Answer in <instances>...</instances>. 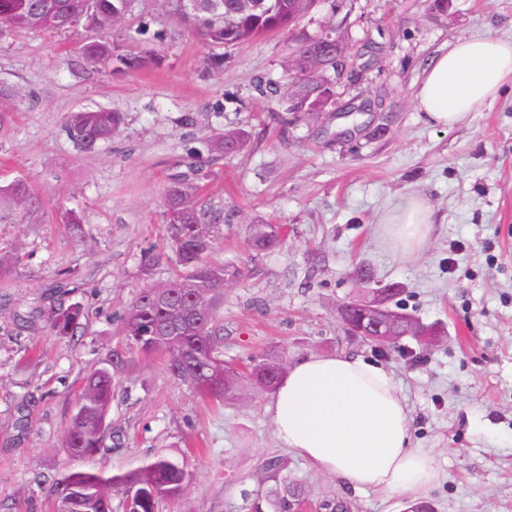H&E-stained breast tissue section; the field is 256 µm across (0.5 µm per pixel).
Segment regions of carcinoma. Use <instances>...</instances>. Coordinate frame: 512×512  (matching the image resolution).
I'll return each instance as SVG.
<instances>
[{"instance_id": "cac0c4a2", "label": "carcinoma", "mask_w": 512, "mask_h": 512, "mask_svg": "<svg viewBox=\"0 0 512 512\" xmlns=\"http://www.w3.org/2000/svg\"><path fill=\"white\" fill-rule=\"evenodd\" d=\"M180 19L192 26L215 49L251 41L273 31L296 25L316 0H270L264 13L240 8V0H198L195 11H185L182 0H164ZM134 0H0V31L38 30L47 32L79 30L72 21L91 25L95 36L87 38L81 50L91 64L118 61L126 69L139 71L159 64L153 51L139 49L118 53L112 42V27L130 15ZM123 123L118 112L107 109L71 112L64 128L76 147L91 151L112 139ZM249 137L244 129L217 134L207 154H234ZM204 189L186 177L169 180L164 189L166 239L180 269L164 284L151 283L154 266L161 254L147 252L141 259L145 284L130 301L121 322L125 347L116 349L85 377L61 447L77 460L90 458L101 450L119 449L124 432L111 426L110 413L116 385L138 370L141 356H159L173 378L195 391L230 402L238 389L249 383L224 362V276L240 270L231 264L208 260L214 237L224 224V206L203 199ZM18 211L25 224L42 221L44 203L24 179L0 187V206ZM282 242L278 224H252L248 243L257 250L276 247ZM75 286L59 280L47 288L49 307L29 315L18 314L22 330L43 327L56 336L84 333L85 308L71 301ZM288 354L261 352L251 357L256 368L265 367L278 381L285 371ZM42 396L34 391L23 395L18 410L22 425L27 411ZM262 485L241 493L242 506L229 505L231 512H294L309 499L307 488L283 475L285 463L273 458L263 465ZM193 480L187 458L180 454H158L139 466L119 474L104 471L69 470L57 478L35 476L39 484L50 486L55 512H112V495L122 497L124 512H161L162 505L180 500ZM322 512H353L352 502L343 495L324 499Z\"/></svg>"}]
</instances>
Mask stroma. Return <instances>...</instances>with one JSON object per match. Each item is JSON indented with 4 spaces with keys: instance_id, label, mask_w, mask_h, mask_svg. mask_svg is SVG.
<instances>
[{
    "instance_id": "1",
    "label": "stroma",
    "mask_w": 512,
    "mask_h": 512,
    "mask_svg": "<svg viewBox=\"0 0 512 512\" xmlns=\"http://www.w3.org/2000/svg\"><path fill=\"white\" fill-rule=\"evenodd\" d=\"M151 19L142 44L158 68L131 73L89 65L84 36L13 31L0 36V184L25 179L42 197L39 224L0 219V256H20L0 277V512H52L34 478L76 468L59 438L83 377L121 340L119 317L142 287L141 256L162 253L153 279L177 266L164 256L162 196L215 130L250 131L247 146L217 156L203 179L227 216L211 258L240 277L224 292V357L284 347L289 357L361 354L379 358L399 383L414 447L429 449L441 474L424 495L434 512H512V81L454 128L428 125L415 95L429 60L456 39L512 38V0H318L296 26L223 49L213 67L205 43L158 0H137L125 29ZM336 28L351 56L366 44L375 60L359 79L341 80L335 100L369 111L337 118L332 108L291 112L256 81H288L292 53ZM122 113L120 130L94 150H77L67 113ZM193 124H185L186 114ZM431 206L434 224L421 249L401 256L378 235V217L399 196ZM80 214L83 242L66 222ZM261 219L286 228L282 245L248 250L247 227ZM377 288L397 287L400 311L437 329V346L406 338L377 352L347 336L339 306L359 293V269ZM71 279L85 307L81 336L18 331L13 316L44 308L53 282ZM44 394L18 431L17 407ZM270 393L245 403L205 398L171 377L157 358H141L112 404L126 443L95 466L115 473L157 452L186 454L195 475L163 512H227L257 488L270 458L305 484L312 502L342 494L357 512H404L407 496L355 491L312 468L276 439Z\"/></svg>"
}]
</instances>
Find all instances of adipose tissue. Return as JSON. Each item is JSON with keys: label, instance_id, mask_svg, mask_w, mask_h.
Instances as JSON below:
<instances>
[{"label": "adipose tissue", "instance_id": "adipose-tissue-1", "mask_svg": "<svg viewBox=\"0 0 512 512\" xmlns=\"http://www.w3.org/2000/svg\"><path fill=\"white\" fill-rule=\"evenodd\" d=\"M510 79L512 39L462 37L425 68L417 108L429 124L448 129ZM381 222L407 253L428 235L432 212L408 195ZM269 411L283 447L353 490L418 496L440 478L431 453L412 445L409 410L392 372L373 358H295Z\"/></svg>", "mask_w": 512, "mask_h": 512}]
</instances>
